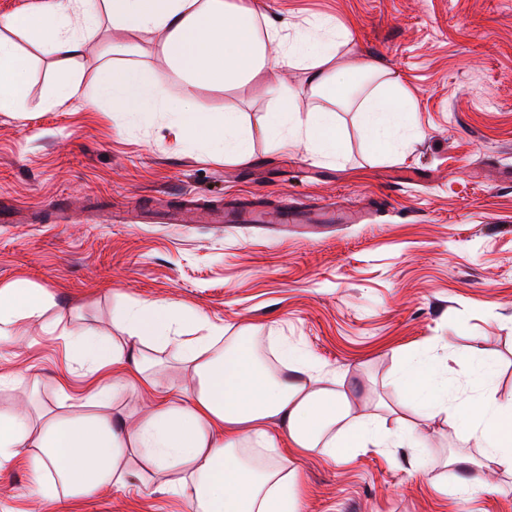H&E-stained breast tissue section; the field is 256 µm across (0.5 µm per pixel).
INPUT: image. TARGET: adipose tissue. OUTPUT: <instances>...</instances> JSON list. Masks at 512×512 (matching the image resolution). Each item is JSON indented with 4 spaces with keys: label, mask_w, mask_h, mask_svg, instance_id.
Segmentation results:
<instances>
[{
    "label": "adipose tissue",
    "mask_w": 512,
    "mask_h": 512,
    "mask_svg": "<svg viewBox=\"0 0 512 512\" xmlns=\"http://www.w3.org/2000/svg\"><path fill=\"white\" fill-rule=\"evenodd\" d=\"M103 13L120 35L110 42L111 51L138 53L129 37L157 34L162 56L181 80V96L167 97L145 66H111L97 57L86 62L96 81L60 82L51 105L73 100L90 105L108 95L114 110L145 119L165 113L171 127L193 135L195 148L240 163L249 153L231 93L261 78L282 117L261 124L259 131L279 150L300 144L338 160L341 110H357L366 137L378 143L410 123L411 97L399 78L366 60L336 62V49L347 37L344 28L327 21L279 25L266 18L258 0H48L34 16L0 19V28L34 27L43 52L67 62L82 54L86 33ZM291 69L303 71L317 102L311 121L301 120L295 89L270 80ZM22 74L13 42L0 37V111L20 110ZM202 87L226 92L222 127L210 126L197 99ZM51 304V296L35 288H1L0 340L23 347L38 321L45 332H55L54 324L42 321ZM189 317L169 303L137 302L116 320L118 335L93 327L68 335L69 348L89 366L80 411L35 417L22 409L1 410L0 461L26 467L35 494L46 500L123 488L134 476L123 462L133 454L163 474L165 492L186 497L192 512H297L300 476L269 456L280 444L296 454L317 452L344 462L369 441L424 449L414 429L383 432L354 415L345 394L325 386L300 350L280 344L281 367L274 370L256 337L225 335L223 325L209 320L200 322L199 335L180 334L179 325ZM157 349L181 364L188 384L165 386L157 380ZM398 380L423 418L447 411L422 362L400 361ZM125 390L151 397L150 408L131 425L112 414L115 398ZM455 423L482 448L486 471L512 469V406L487 390L458 407Z\"/></svg>",
    "instance_id": "ef3b65f1"
}]
</instances>
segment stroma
<instances>
[{"label": "stroma", "instance_id": "obj_1", "mask_svg": "<svg viewBox=\"0 0 512 512\" xmlns=\"http://www.w3.org/2000/svg\"><path fill=\"white\" fill-rule=\"evenodd\" d=\"M276 23L329 19L357 53L392 70L411 91L417 133L397 152L374 144L360 116H336L338 162L305 149L278 151L256 128L275 102L262 84L237 91L253 128L251 157L235 164L186 144L162 117L145 120L98 98L49 107L61 73L32 37L5 31L27 61L22 113L0 112V201L23 211L0 224V288L21 283L53 298L20 353L0 349L18 375L0 387V409L29 399L31 412L66 401L59 379L86 372L64 333L111 324L132 301L183 305L229 330L282 336L336 376L355 414L391 428L413 417L396 379L395 352L427 361L449 404L491 388L512 401V0H263ZM256 192L363 209L365 224H110L104 206L150 207L186 193L218 202ZM67 199L65 223H35ZM480 347L490 364L471 358ZM424 451L370 442L350 463L317 453L280 454L303 479L299 512H512V471L483 474L481 451L445 422L422 423ZM471 466L430 468L429 458ZM69 512H189L157 491L154 471ZM31 475L0 464V512H54Z\"/></svg>", "mask_w": 512, "mask_h": 512}]
</instances>
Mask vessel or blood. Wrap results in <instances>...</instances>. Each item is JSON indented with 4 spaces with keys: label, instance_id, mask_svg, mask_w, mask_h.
<instances>
[{
    "label": "vessel or blood",
    "instance_id": "vessel-or-blood-1",
    "mask_svg": "<svg viewBox=\"0 0 512 512\" xmlns=\"http://www.w3.org/2000/svg\"><path fill=\"white\" fill-rule=\"evenodd\" d=\"M362 219L360 211L333 205L312 215L285 198L270 208L257 206L249 198H232L223 208L213 209L188 197L160 214L164 224H357Z\"/></svg>",
    "mask_w": 512,
    "mask_h": 512
}]
</instances>
